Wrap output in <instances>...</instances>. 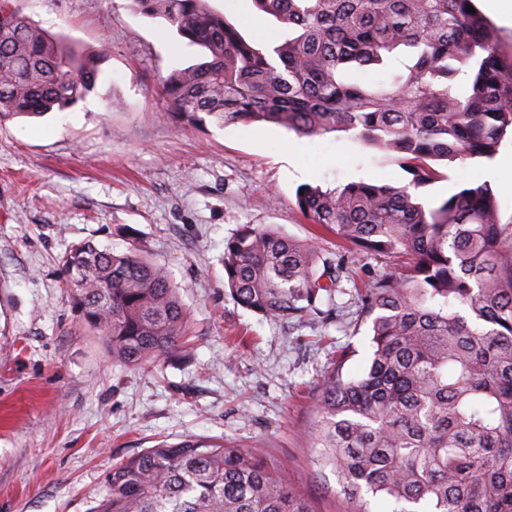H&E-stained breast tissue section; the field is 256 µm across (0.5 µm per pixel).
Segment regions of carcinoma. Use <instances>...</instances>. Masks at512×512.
<instances>
[{
	"label": "carcinoma",
	"instance_id": "obj_1",
	"mask_svg": "<svg viewBox=\"0 0 512 512\" xmlns=\"http://www.w3.org/2000/svg\"><path fill=\"white\" fill-rule=\"evenodd\" d=\"M199 47L204 60L163 83L177 128L267 122L310 138L336 131L399 155L411 180L302 186L301 214L366 252L403 259L361 293L371 358L343 377L347 353L317 386L311 447L370 512H512V231L491 185L427 202L431 162L490 161L512 135V64L473 0H253L288 28L245 39L208 0H130ZM412 50L386 85L350 82ZM95 62L0 0V123L74 107ZM62 288L112 363L191 357L189 314L167 272L135 250L90 241L60 257ZM344 261L315 242L245 224L224 243V290L263 316H327ZM87 512H314L264 448L222 438L159 443L112 465Z\"/></svg>",
	"mask_w": 512,
	"mask_h": 512
}]
</instances>
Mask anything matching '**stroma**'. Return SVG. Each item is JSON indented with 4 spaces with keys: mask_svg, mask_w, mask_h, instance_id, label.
Instances as JSON below:
<instances>
[{
    "mask_svg": "<svg viewBox=\"0 0 512 512\" xmlns=\"http://www.w3.org/2000/svg\"><path fill=\"white\" fill-rule=\"evenodd\" d=\"M245 38L280 35L251 0H209ZM24 14L98 59L95 88L76 106L0 123V512H87L112 464L164 439L205 435L268 448L315 512L356 502L309 445L315 386L338 351L360 375L371 355L355 285L398 270L389 256L346 245L296 207V191L364 180L402 185L400 162L349 132L309 139L273 124L207 123L176 131L162 83L200 62L164 20L129 0H20ZM107 54H100V47ZM490 161L438 163L430 201L489 183L512 225V185ZM316 240L346 271L326 321L249 311L224 291L225 240L243 225ZM91 241L137 250L166 268L191 313L193 359L113 364L77 319L60 255Z\"/></svg>",
    "mask_w": 512,
    "mask_h": 512,
    "instance_id": "obj_1",
    "label": "stroma"
}]
</instances>
